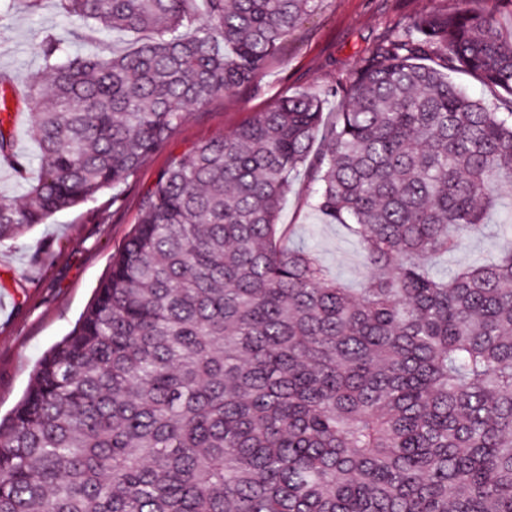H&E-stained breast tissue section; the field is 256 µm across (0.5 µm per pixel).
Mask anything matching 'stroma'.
I'll return each mask as SVG.
<instances>
[{
    "mask_svg": "<svg viewBox=\"0 0 512 512\" xmlns=\"http://www.w3.org/2000/svg\"><path fill=\"white\" fill-rule=\"evenodd\" d=\"M453 0H324L302 17L283 49L267 64L257 83L215 96L202 109L191 108L171 141L149 156L118 193L103 191L80 206L52 215L16 241L0 244V419L8 420L30 387L44 354L67 336L108 274L112 257L140 217L144 191L193 145L230 133L263 111L281 94L320 92L355 72L362 55L389 31L407 26L418 14L452 6ZM54 34L70 51L122 52L126 37L104 34L86 39L81 26L61 17L54 0L30 10L13 0L0 18V72L22 79L41 68L35 46ZM30 110L12 129L14 147L27 160L24 176L0 163V196L21 200L41 176L36 143L28 134ZM306 174H299L279 213L292 241L313 247L330 276L346 287H360L367 273L356 239L342 225L327 224L308 206ZM499 211L471 235L461 256L432 259L442 275L460 259L489 261L503 239L498 227L512 225V182L501 184Z\"/></svg>",
    "mask_w": 512,
    "mask_h": 512,
    "instance_id": "obj_1",
    "label": "stroma"
}]
</instances>
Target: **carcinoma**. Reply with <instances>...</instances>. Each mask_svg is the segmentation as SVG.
I'll return each instance as SVG.
<instances>
[{"label": "carcinoma", "mask_w": 512, "mask_h": 512, "mask_svg": "<svg viewBox=\"0 0 512 512\" xmlns=\"http://www.w3.org/2000/svg\"><path fill=\"white\" fill-rule=\"evenodd\" d=\"M324 0H55L121 55L0 73V107L40 99L42 175L0 200V242L115 189L189 107L254 84ZM417 16L347 81L285 93L157 177L72 333L0 425V512H512V245L439 277L512 182V0ZM343 105L324 122L326 97ZM320 149L312 153L315 142ZM14 151L0 121V158ZM368 275L333 281L284 245L300 170Z\"/></svg>", "instance_id": "obj_1"}]
</instances>
